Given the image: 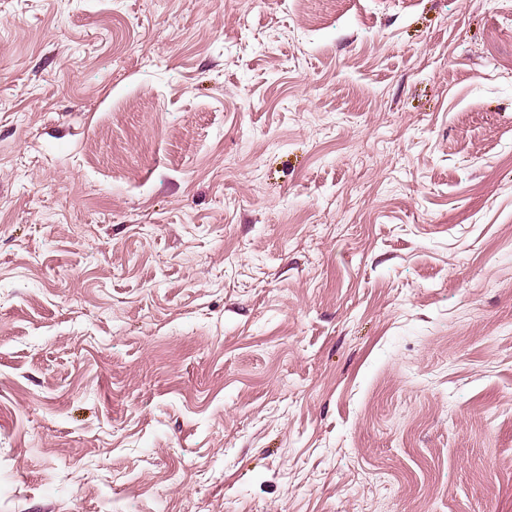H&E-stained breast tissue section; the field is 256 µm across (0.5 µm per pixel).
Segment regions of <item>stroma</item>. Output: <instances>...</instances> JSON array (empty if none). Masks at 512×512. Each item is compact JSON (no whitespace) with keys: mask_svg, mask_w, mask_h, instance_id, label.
I'll return each mask as SVG.
<instances>
[{"mask_svg":"<svg viewBox=\"0 0 512 512\" xmlns=\"http://www.w3.org/2000/svg\"><path fill=\"white\" fill-rule=\"evenodd\" d=\"M0 512H512V0H0Z\"/></svg>","mask_w":512,"mask_h":512,"instance_id":"stroma-1","label":"stroma"}]
</instances>
